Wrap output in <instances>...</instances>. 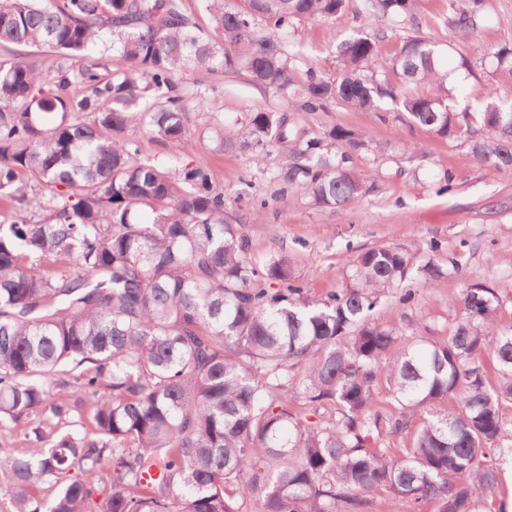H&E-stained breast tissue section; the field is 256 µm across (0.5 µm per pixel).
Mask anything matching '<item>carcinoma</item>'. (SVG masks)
Returning <instances> with one entry per match:
<instances>
[{"label":"carcinoma","instance_id":"1","mask_svg":"<svg viewBox=\"0 0 512 512\" xmlns=\"http://www.w3.org/2000/svg\"><path fill=\"white\" fill-rule=\"evenodd\" d=\"M204 2L212 36L181 0H0L1 50L57 53L51 79L27 56L0 62V191L18 212L0 222V429L22 437L0 454V512H243L247 489L257 512H372L376 493L388 512H482L512 457L498 290L464 284L448 334L406 341L370 314L391 291L419 305L459 272L440 241L422 256L362 249L342 288L314 299L288 254L251 253L206 171L143 157L129 131L183 148L191 108L175 77L244 71L288 108L247 112L234 134L216 124L207 141L253 154L279 194L335 209L368 190L353 156L396 148L312 131L302 114L390 107L507 170L512 101L491 90L456 111L417 0H360L335 75L286 36L349 0ZM449 2L458 37L496 23L486 0ZM373 18L410 30L382 72ZM492 58L512 76V44Z\"/></svg>","mask_w":512,"mask_h":512}]
</instances>
